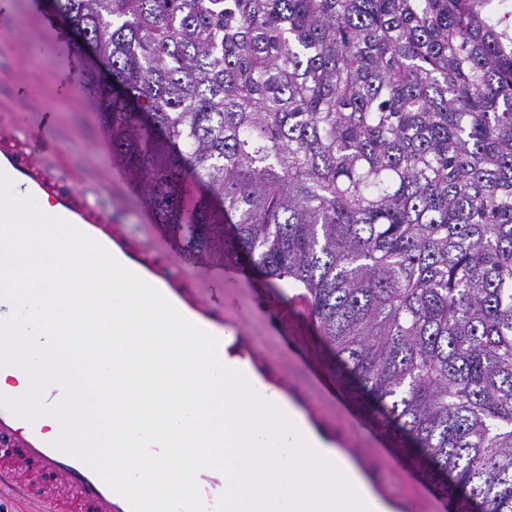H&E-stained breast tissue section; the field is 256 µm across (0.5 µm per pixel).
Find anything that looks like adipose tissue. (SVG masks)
Returning <instances> with one entry per match:
<instances>
[{
	"label": "adipose tissue",
	"mask_w": 512,
	"mask_h": 512,
	"mask_svg": "<svg viewBox=\"0 0 512 512\" xmlns=\"http://www.w3.org/2000/svg\"><path fill=\"white\" fill-rule=\"evenodd\" d=\"M16 215L15 223H0V289L24 288L4 314L17 323L10 345L29 363L1 375L0 383H12L34 410L44 372L73 389V399L43 413L48 434L66 429L95 438L120 484L151 478V467L128 453L149 449L167 464L156 486L162 496L192 489L194 476L181 458L190 450L188 437H200L207 465L224 475L223 512H392L298 409L243 386L231 358L192 344L178 316L158 329L153 297L112 282L108 268L73 251L64 228L40 223L21 203ZM82 272L109 284L96 337L71 331L85 320L72 284ZM146 404L170 407L165 436L139 422Z\"/></svg>",
	"instance_id": "ef3b65f1"
}]
</instances>
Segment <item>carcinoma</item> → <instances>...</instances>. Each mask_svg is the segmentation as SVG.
I'll return each instance as SVG.
<instances>
[{
	"mask_svg": "<svg viewBox=\"0 0 512 512\" xmlns=\"http://www.w3.org/2000/svg\"><path fill=\"white\" fill-rule=\"evenodd\" d=\"M154 223L305 289L452 512H512V0H52Z\"/></svg>",
	"mask_w": 512,
	"mask_h": 512,
	"instance_id": "obj_1",
	"label": "carcinoma"
}]
</instances>
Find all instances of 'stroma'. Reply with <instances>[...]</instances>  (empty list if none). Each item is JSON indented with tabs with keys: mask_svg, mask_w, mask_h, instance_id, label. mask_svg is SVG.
<instances>
[{
	"mask_svg": "<svg viewBox=\"0 0 512 512\" xmlns=\"http://www.w3.org/2000/svg\"><path fill=\"white\" fill-rule=\"evenodd\" d=\"M14 114L22 131L45 133L55 161L77 188L107 204L112 227L146 266L168 270L191 289L219 323L237 327L251 344L254 362L281 381L288 396L327 431L344 455L393 503L417 502L419 512H448L419 479L392 468L381 436L355 418L344 387L321 391L315 373L335 376L321 348L299 289L259 275L236 277L213 297L208 267L174 245L154 224L140 193L112 155L91 101L82 87L73 46L34 4L0 0V114Z\"/></svg>",
	"mask_w": 512,
	"mask_h": 512,
	"instance_id": "35a3bbf8",
	"label": "stroma"
}]
</instances>
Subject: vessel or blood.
<instances>
[{"instance_id": "1", "label": "vessel or blood", "mask_w": 512, "mask_h": 512, "mask_svg": "<svg viewBox=\"0 0 512 512\" xmlns=\"http://www.w3.org/2000/svg\"><path fill=\"white\" fill-rule=\"evenodd\" d=\"M49 158L35 159L30 143L0 130V223H11L12 199L25 200L40 211L45 224L69 226L77 252L95 255L112 265L113 276L127 281L128 268L112 264V221L103 206L90 201L78 189L66 185L53 174ZM160 282L162 290L157 307L169 314L181 307L198 317L206 310L187 295L174 278L153 272L139 279L140 287ZM0 494H9L20 512H146L150 490L140 481L117 487L112 471L100 461L93 439L76 442L66 430L50 436L38 414L24 407L16 392L0 387ZM36 470L41 476L58 481L64 496L39 493L35 486L21 482L17 465ZM194 471L191 491L179 494L174 506L177 512H223L224 476L200 461L189 463Z\"/></svg>"}]
</instances>
